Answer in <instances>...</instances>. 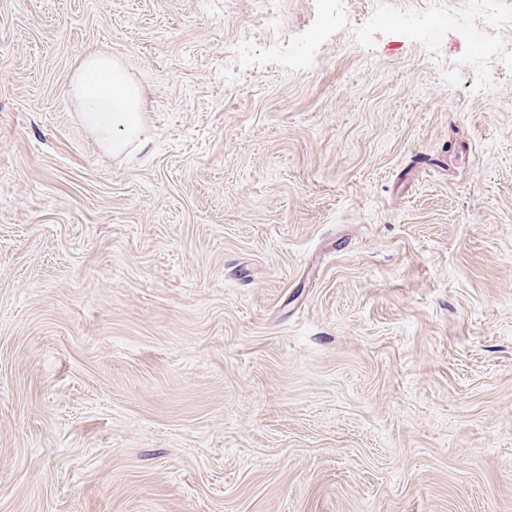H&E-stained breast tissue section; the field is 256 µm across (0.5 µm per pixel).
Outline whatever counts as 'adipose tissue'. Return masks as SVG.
Returning a JSON list of instances; mask_svg holds the SVG:
<instances>
[{"instance_id": "obj_1", "label": "adipose tissue", "mask_w": 512, "mask_h": 512, "mask_svg": "<svg viewBox=\"0 0 512 512\" xmlns=\"http://www.w3.org/2000/svg\"><path fill=\"white\" fill-rule=\"evenodd\" d=\"M72 92L100 150L120 154L131 142L146 137L142 92L111 56L96 52L86 55Z\"/></svg>"}]
</instances>
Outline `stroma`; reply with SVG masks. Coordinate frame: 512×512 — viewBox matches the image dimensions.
<instances>
[{"instance_id": "1", "label": "stroma", "mask_w": 512, "mask_h": 512, "mask_svg": "<svg viewBox=\"0 0 512 512\" xmlns=\"http://www.w3.org/2000/svg\"><path fill=\"white\" fill-rule=\"evenodd\" d=\"M435 2L0 0V512H512V0ZM72 92L83 122L100 150L123 153L134 140H148L142 92L112 56L86 55L74 78Z\"/></svg>"}]
</instances>
